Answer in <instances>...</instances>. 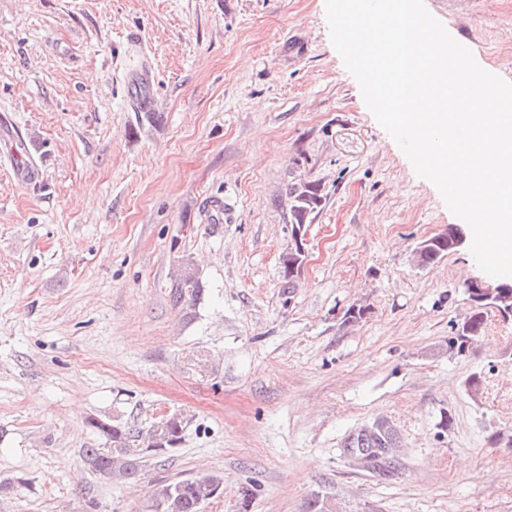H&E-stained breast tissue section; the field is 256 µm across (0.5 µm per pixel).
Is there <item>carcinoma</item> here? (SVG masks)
Here are the masks:
<instances>
[{
    "mask_svg": "<svg viewBox=\"0 0 512 512\" xmlns=\"http://www.w3.org/2000/svg\"><path fill=\"white\" fill-rule=\"evenodd\" d=\"M290 205V224L310 222L317 211L322 195L320 186L312 184L304 186L300 183L288 185ZM465 235L464 230L457 225L448 226V236L435 242L425 253L423 266L427 267L439 262L455 247L456 236ZM202 286L198 277L186 276L173 284L171 301L177 305L185 297L192 300L200 299ZM485 311L476 309L456 328L455 336L448 341L449 349L463 356L468 352L472 341L484 329ZM93 428L104 438L118 445H126L128 433L120 427L109 423H97ZM343 448H356L363 453V466L382 480H390L399 472V435L397 430L387 421L371 424V430H358L350 434ZM82 456L88 470L99 477L132 479L140 476L142 460L127 454L114 455L104 453L98 448H85ZM224 483V477L216 472H204L189 478L165 479L151 492L147 502V512H157L163 508L165 512H200L203 505L215 499L214 493Z\"/></svg>",
    "mask_w": 512,
    "mask_h": 512,
    "instance_id": "carcinoma-1",
    "label": "carcinoma"
}]
</instances>
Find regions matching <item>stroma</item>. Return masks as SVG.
Instances as JSON below:
<instances>
[{
	"instance_id": "35a3bbf8",
	"label": "stroma",
	"mask_w": 512,
	"mask_h": 512,
	"mask_svg": "<svg viewBox=\"0 0 512 512\" xmlns=\"http://www.w3.org/2000/svg\"><path fill=\"white\" fill-rule=\"evenodd\" d=\"M425 5L512 82V0ZM146 64L147 114L127 94ZM299 180L323 203L288 289ZM458 222L366 106L325 0H0V512H144L201 471L224 476L203 512L248 483L252 512H512V320L488 310L452 353L481 271L466 247L415 262ZM181 269L203 294L177 307ZM382 417L389 481L342 454ZM171 419L137 480L85 467L91 421L138 453ZM485 310L475 309L470 316L456 328L455 336L448 341L449 349L456 355L463 356L468 352L472 341L484 329Z\"/></svg>"
}]
</instances>
